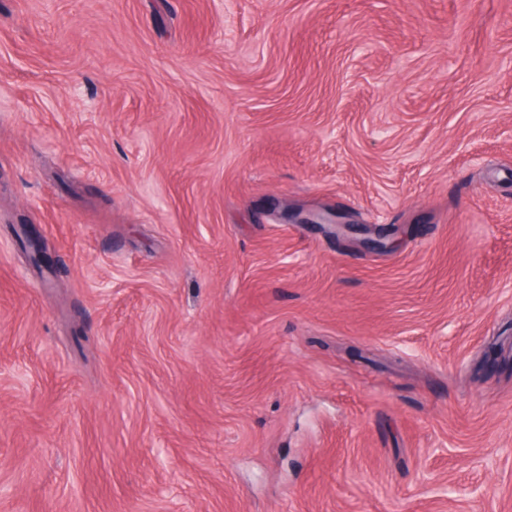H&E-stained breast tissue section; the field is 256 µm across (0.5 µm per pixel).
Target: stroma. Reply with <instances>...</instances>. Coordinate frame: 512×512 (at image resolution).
<instances>
[{
    "instance_id": "stroma-1",
    "label": "stroma",
    "mask_w": 512,
    "mask_h": 512,
    "mask_svg": "<svg viewBox=\"0 0 512 512\" xmlns=\"http://www.w3.org/2000/svg\"><path fill=\"white\" fill-rule=\"evenodd\" d=\"M0 512H512V0H0Z\"/></svg>"
}]
</instances>
